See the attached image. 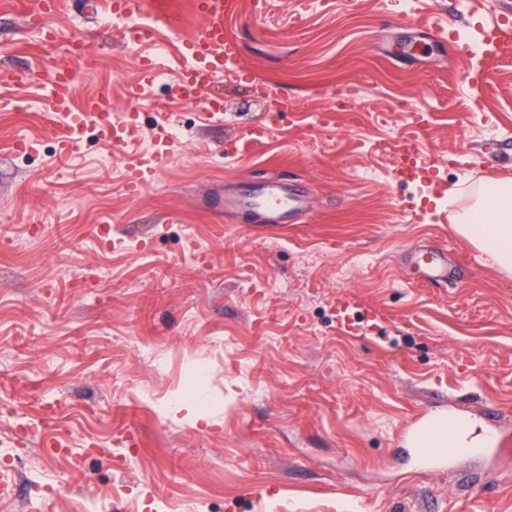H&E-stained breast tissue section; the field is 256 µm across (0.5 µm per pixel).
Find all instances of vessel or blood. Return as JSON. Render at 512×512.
Instances as JSON below:
<instances>
[{"instance_id":"obj_1","label":"vessel or blood","mask_w":512,"mask_h":512,"mask_svg":"<svg viewBox=\"0 0 512 512\" xmlns=\"http://www.w3.org/2000/svg\"><path fill=\"white\" fill-rule=\"evenodd\" d=\"M57 8V0H35L25 15L28 25L36 30L44 46L51 48L62 42L70 57L86 56L87 46L80 32L66 34L50 23L49 18ZM103 8L109 14L125 20L152 19L162 30L171 26L169 17L153 10L150 0H104ZM195 8L203 24L194 37L177 47L181 67L176 98L181 104L200 108L209 118L219 121L224 116V104L220 97L211 95L210 90L225 72L239 69L241 46L224 33V15L229 8V0H195ZM34 83L43 93L48 119L68 122V134L62 141L63 151H70L81 141L84 125L88 122L94 123L100 139L111 145L124 143L140 127L139 105L144 98L143 86L129 89L131 106L123 112L113 110L112 97L106 90L84 100L78 99L73 67L59 62L52 55L47 56L36 73ZM168 131V122L155 124L153 139L157 150L151 160H144L135 154L124 156L125 193L128 197H139L157 181L159 163L168 157L172 148ZM395 160L406 180L428 179L429 169L418 155L417 140H402L396 148ZM239 204L268 215L270 223L285 224L293 213L301 209L303 200L301 195L292 192L285 184L273 180L243 193ZM416 263L424 278L448 281V263L442 255H422L417 257Z\"/></svg>"}]
</instances>
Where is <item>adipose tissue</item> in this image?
<instances>
[{"mask_svg": "<svg viewBox=\"0 0 512 512\" xmlns=\"http://www.w3.org/2000/svg\"><path fill=\"white\" fill-rule=\"evenodd\" d=\"M455 229L483 255L487 263L512 278V182L481 184L473 209ZM490 441L483 425L461 424L458 418L438 416L418 441L424 448H482Z\"/></svg>", "mask_w": 512, "mask_h": 512, "instance_id": "ef3b65f1", "label": "adipose tissue"}]
</instances>
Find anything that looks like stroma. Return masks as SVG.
Wrapping results in <instances>:
<instances>
[{"label": "stroma", "instance_id": "35a3bbf8", "mask_svg": "<svg viewBox=\"0 0 512 512\" xmlns=\"http://www.w3.org/2000/svg\"><path fill=\"white\" fill-rule=\"evenodd\" d=\"M11 2L0 70L27 72L46 51ZM86 2L61 0L51 19L91 47L78 97L107 86L126 107L158 48L166 81L128 145L88 134L65 157V121L12 109L36 87H0V512H512V483L487 462L429 473L400 452L433 410L512 439V279L454 228L474 198L407 222L424 198L392 152L419 113L441 187L512 179V48L491 52L484 27L512 25V0H231L242 69L215 86L219 123L171 100L194 0H167L176 32L136 47ZM410 20L446 26V42ZM274 98L288 110L273 121ZM166 114L185 135L129 199L123 155ZM281 176L307 197L293 222L225 209ZM427 250L460 277L420 281L411 257ZM341 295L375 325L341 330ZM188 391L217 414L171 420L166 403Z\"/></svg>", "mask_w": 512, "mask_h": 512}]
</instances>
